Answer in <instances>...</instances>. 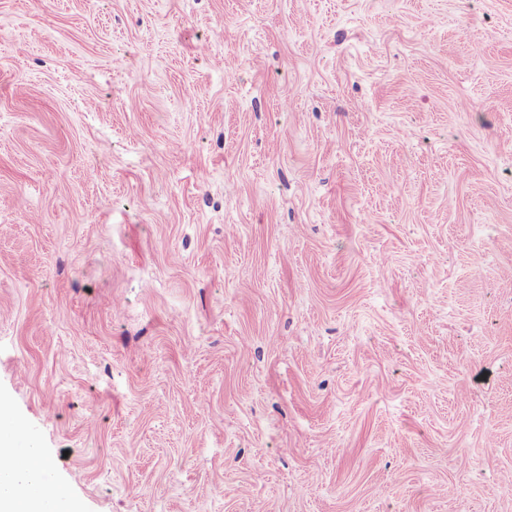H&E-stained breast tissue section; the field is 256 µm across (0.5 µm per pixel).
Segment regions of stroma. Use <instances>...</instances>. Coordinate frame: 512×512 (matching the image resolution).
I'll return each mask as SVG.
<instances>
[{"label":"stroma","instance_id":"1","mask_svg":"<svg viewBox=\"0 0 512 512\" xmlns=\"http://www.w3.org/2000/svg\"><path fill=\"white\" fill-rule=\"evenodd\" d=\"M0 401L82 512H512V0H0Z\"/></svg>","mask_w":512,"mask_h":512}]
</instances>
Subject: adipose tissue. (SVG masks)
Returning <instances> with one entry per match:
<instances>
[{"instance_id":"ef3b65f1","label":"adipose tissue","mask_w":512,"mask_h":512,"mask_svg":"<svg viewBox=\"0 0 512 512\" xmlns=\"http://www.w3.org/2000/svg\"><path fill=\"white\" fill-rule=\"evenodd\" d=\"M48 463L40 449L21 442L18 427L0 410V512H79L64 487L45 496Z\"/></svg>"}]
</instances>
